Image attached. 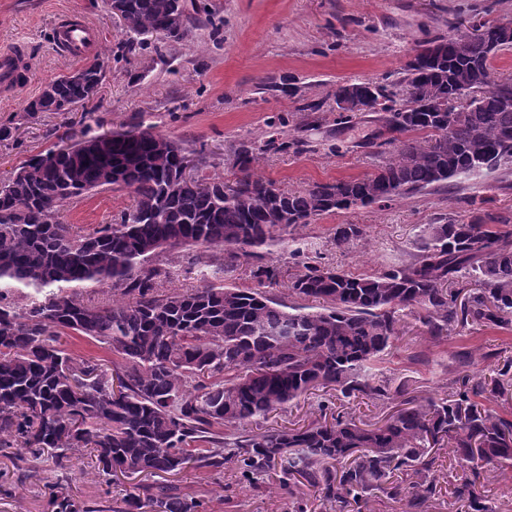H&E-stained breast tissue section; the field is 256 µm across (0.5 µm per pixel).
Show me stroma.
<instances>
[{"label":"stroma","mask_w":512,"mask_h":512,"mask_svg":"<svg viewBox=\"0 0 512 512\" xmlns=\"http://www.w3.org/2000/svg\"><path fill=\"white\" fill-rule=\"evenodd\" d=\"M186 8L191 22L182 42L154 40L131 53L124 45L120 19L108 12L104 0H0V47L21 41L29 54L26 87L12 99H0V125L15 129L13 138L0 141V179L58 137L77 140L141 121L155 124L187 148H204L199 176L227 177L239 143L263 144L270 121L278 118L285 120L289 138L305 141L306 147L296 153H265L258 174L290 192L361 178L381 160L380 154L357 145L376 126L364 117L351 127L335 123L337 85L396 80L416 42L447 32L449 21L467 28L479 20H512V0H186ZM70 13L79 14L100 33L98 47L106 52L102 85L92 102L75 111L26 117L27 102L45 82L83 66L53 45L56 20ZM312 99L324 102L316 119L301 110ZM476 200L512 232L510 168L319 216L273 246L282 275L270 293L287 300L288 281L299 270L292 258L296 251L355 275L410 261L425 225L469 223ZM133 204L128 191L98 188L61 207L57 218L88 229L111 223ZM340 224L360 225L367 248L337 247L333 236ZM499 354L512 356V324L458 326L429 342L417 310L408 309L381 368L417 397L445 398L459 376L488 375ZM328 400L334 410L351 412L367 424L393 410L383 401H340L335 391L316 390L247 427H300L321 419L319 404ZM69 465L72 479L65 489L80 502L107 495L119 508L125 495L145 482L144 477L131 476L105 485L86 449L73 455ZM27 467V475L18 477L11 458L0 456V512H51L55 471L50 463L35 459ZM170 482L199 501L201 512H292L296 495L303 498L307 512H336L335 504L314 488L298 486L292 496L279 490L275 471L257 490L240 481L232 464L219 472L188 468Z\"/></svg>","instance_id":"obj_1"}]
</instances>
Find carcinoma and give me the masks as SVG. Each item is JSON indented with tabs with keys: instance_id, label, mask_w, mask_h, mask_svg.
I'll return each instance as SVG.
<instances>
[{
	"instance_id": "cac0c4a2",
	"label": "carcinoma",
	"mask_w": 512,
	"mask_h": 512,
	"mask_svg": "<svg viewBox=\"0 0 512 512\" xmlns=\"http://www.w3.org/2000/svg\"><path fill=\"white\" fill-rule=\"evenodd\" d=\"M110 1L130 52L150 36L185 37L186 24L173 21L180 0ZM481 26L490 34L448 22V32L418 42L396 82L338 86L335 101L361 96L367 111L385 113L376 139L388 157L362 178L284 191L257 174L258 154L304 142L273 135L261 146L239 143L233 180L189 186L177 161L186 148L141 121L110 132L99 153H85L94 135L67 153L54 143L0 180V453H11L21 476L28 457L50 455L61 471L52 512H198L200 503L171 484L144 487L120 511L107 499L74 500L61 488L70 453L81 448L91 449L108 486L117 472L147 477L239 463L248 486L260 488L277 470L281 488L301 479L336 512L353 502L366 508L377 493L398 498L394 476L410 471L408 512H429L444 446L471 471L453 497L464 512H491L478 480L487 466L512 472V421L488 403L509 387L512 358L488 380L463 375L450 397L436 400L409 395L375 368L406 309L421 310L432 340L452 326L506 325L512 232L482 218L430 224L416 259L371 275L301 260L288 292L324 301L318 310L264 291L278 283L280 267L261 252L318 216L512 165V78L489 81L491 60L512 47V22ZM103 75L99 55L79 76L46 83L25 114L70 112L97 94ZM104 186L132 192L134 206L84 231L54 220L59 207ZM335 242L366 245L357 224L337 225ZM198 246L224 253L230 265L251 258L257 286H226L205 261L197 288L159 292L178 249ZM463 277L480 287L459 304L460 291L446 285ZM87 288L112 291V303L84 301ZM65 335L105 345L113 368L76 362L62 348ZM327 386L345 398L398 399L401 408L373 428L345 415L301 428H240Z\"/></svg>"
}]
</instances>
